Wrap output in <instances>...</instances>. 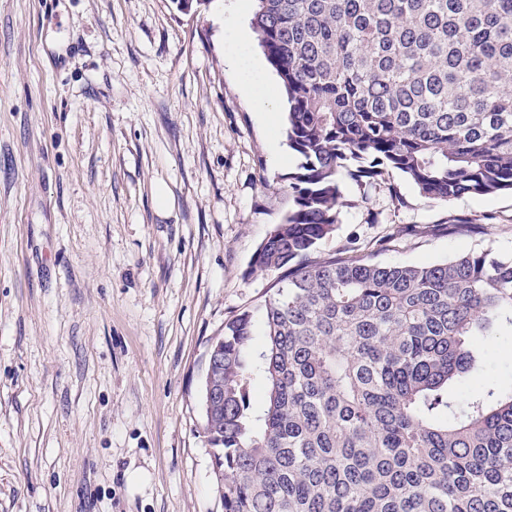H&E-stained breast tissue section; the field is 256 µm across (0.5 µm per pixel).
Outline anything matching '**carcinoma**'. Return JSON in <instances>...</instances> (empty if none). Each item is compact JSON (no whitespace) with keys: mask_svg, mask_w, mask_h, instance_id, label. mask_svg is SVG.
<instances>
[{"mask_svg":"<svg viewBox=\"0 0 512 512\" xmlns=\"http://www.w3.org/2000/svg\"><path fill=\"white\" fill-rule=\"evenodd\" d=\"M304 159L253 265L282 269L224 322L203 427L224 512H512V386L482 340L512 327V259L310 258L339 181L387 168L443 201L512 191V0H255ZM263 386L255 413L250 392Z\"/></svg>","mask_w":512,"mask_h":512,"instance_id":"carcinoma-1","label":"carcinoma"}]
</instances>
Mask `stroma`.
I'll list each match as a JSON object with an SVG mask.
<instances>
[{
	"instance_id": "35a3bbf8",
	"label": "stroma",
	"mask_w": 512,
	"mask_h": 512,
	"mask_svg": "<svg viewBox=\"0 0 512 512\" xmlns=\"http://www.w3.org/2000/svg\"><path fill=\"white\" fill-rule=\"evenodd\" d=\"M254 8L0 0V512H224L208 351L279 286L252 261L301 163ZM337 209L315 258H512L508 192L438 203L390 169L342 177Z\"/></svg>"
}]
</instances>
